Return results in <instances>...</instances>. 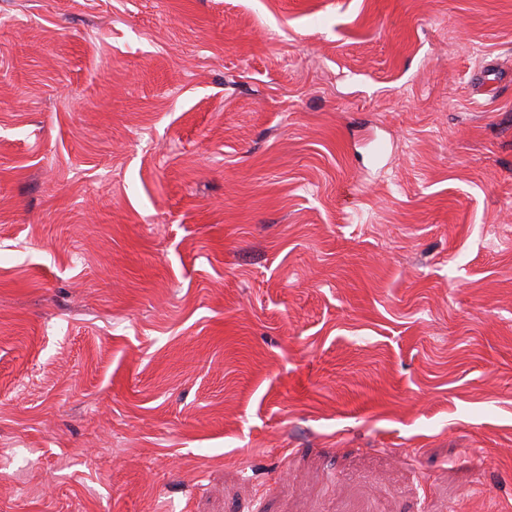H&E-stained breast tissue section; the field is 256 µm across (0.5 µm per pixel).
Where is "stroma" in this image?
I'll list each match as a JSON object with an SVG mask.
<instances>
[{
  "label": "stroma",
  "instance_id": "stroma-1",
  "mask_svg": "<svg viewBox=\"0 0 512 512\" xmlns=\"http://www.w3.org/2000/svg\"><path fill=\"white\" fill-rule=\"evenodd\" d=\"M0 512H512V0H0Z\"/></svg>",
  "mask_w": 512,
  "mask_h": 512
}]
</instances>
